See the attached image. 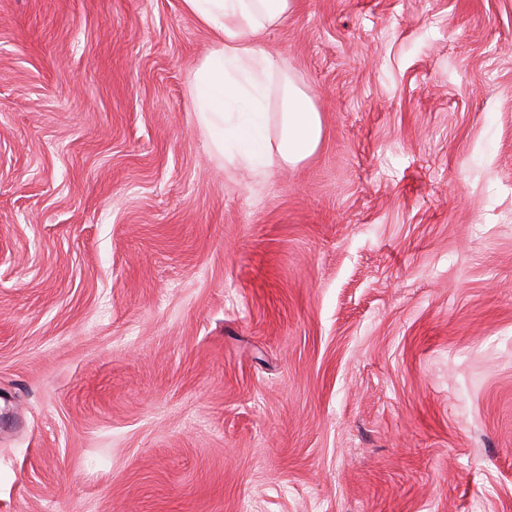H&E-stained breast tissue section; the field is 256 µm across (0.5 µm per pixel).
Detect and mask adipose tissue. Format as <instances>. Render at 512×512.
Returning a JSON list of instances; mask_svg holds the SVG:
<instances>
[{"mask_svg":"<svg viewBox=\"0 0 512 512\" xmlns=\"http://www.w3.org/2000/svg\"><path fill=\"white\" fill-rule=\"evenodd\" d=\"M183 4L213 35L190 93L198 128L215 154L260 173L311 156L322 136L320 115L290 78L281 83L278 131H269L266 99L279 68L259 42L268 28L287 18L296 0H183Z\"/></svg>","mask_w":512,"mask_h":512,"instance_id":"adipose-tissue-1","label":"adipose tissue"}]
</instances>
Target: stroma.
<instances>
[{"label":"stroma","instance_id":"1","mask_svg":"<svg viewBox=\"0 0 512 512\" xmlns=\"http://www.w3.org/2000/svg\"><path fill=\"white\" fill-rule=\"evenodd\" d=\"M323 134L214 155L182 0H0V512H512V0H297Z\"/></svg>","mask_w":512,"mask_h":512}]
</instances>
